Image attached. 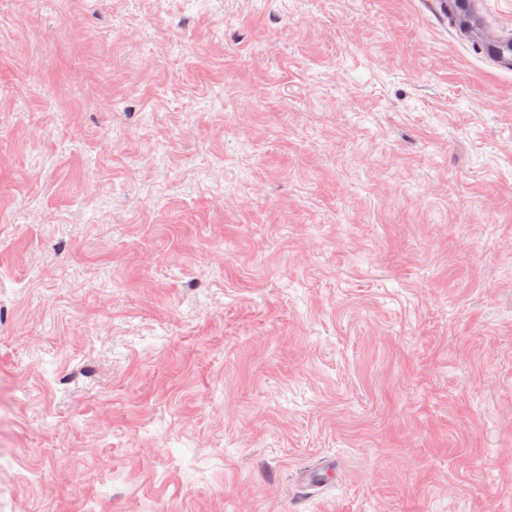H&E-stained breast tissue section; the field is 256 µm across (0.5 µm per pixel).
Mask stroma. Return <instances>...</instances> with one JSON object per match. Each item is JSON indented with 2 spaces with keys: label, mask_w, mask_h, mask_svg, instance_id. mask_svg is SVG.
I'll return each instance as SVG.
<instances>
[{
  "label": "stroma",
  "mask_w": 512,
  "mask_h": 512,
  "mask_svg": "<svg viewBox=\"0 0 512 512\" xmlns=\"http://www.w3.org/2000/svg\"><path fill=\"white\" fill-rule=\"evenodd\" d=\"M0 512H512V73L438 0H0Z\"/></svg>",
  "instance_id": "35a3bbf8"
}]
</instances>
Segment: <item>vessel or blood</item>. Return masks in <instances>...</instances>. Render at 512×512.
<instances>
[{
    "mask_svg": "<svg viewBox=\"0 0 512 512\" xmlns=\"http://www.w3.org/2000/svg\"><path fill=\"white\" fill-rule=\"evenodd\" d=\"M441 9L460 41L473 45L495 68L512 72V35L486 31L485 0H441Z\"/></svg>",
    "mask_w": 512,
    "mask_h": 512,
    "instance_id": "vessel-or-blood-1",
    "label": "vessel or blood"
}]
</instances>
